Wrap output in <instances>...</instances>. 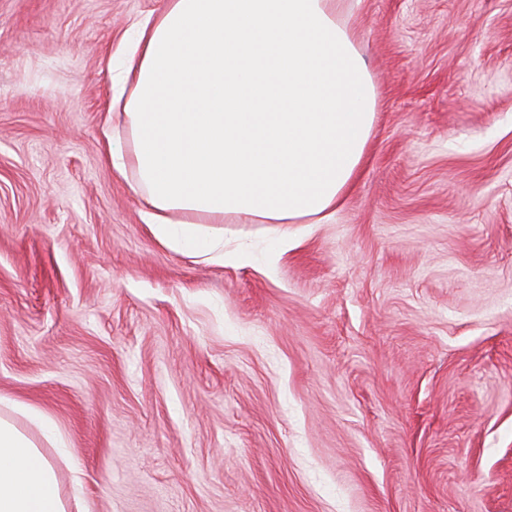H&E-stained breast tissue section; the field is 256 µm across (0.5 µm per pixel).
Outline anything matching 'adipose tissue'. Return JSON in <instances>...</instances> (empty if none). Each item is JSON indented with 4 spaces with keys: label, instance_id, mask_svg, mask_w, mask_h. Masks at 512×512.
Instances as JSON below:
<instances>
[{
    "label": "adipose tissue",
    "instance_id": "ef3b65f1",
    "mask_svg": "<svg viewBox=\"0 0 512 512\" xmlns=\"http://www.w3.org/2000/svg\"><path fill=\"white\" fill-rule=\"evenodd\" d=\"M343 0H167L137 27L110 83L128 150L151 205L153 234L218 264L208 224H318L340 208L375 120V89ZM0 512H67L55 468L13 421L59 440L41 411L0 396Z\"/></svg>",
    "mask_w": 512,
    "mask_h": 512
}]
</instances>
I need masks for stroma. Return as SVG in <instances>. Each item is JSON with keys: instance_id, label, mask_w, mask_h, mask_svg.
Segmentation results:
<instances>
[{"instance_id": "1", "label": "stroma", "mask_w": 512, "mask_h": 512, "mask_svg": "<svg viewBox=\"0 0 512 512\" xmlns=\"http://www.w3.org/2000/svg\"><path fill=\"white\" fill-rule=\"evenodd\" d=\"M163 6L0 0V395L65 435L63 499L512 512V0H360V171L329 223L224 225L248 266L156 239L105 160Z\"/></svg>"}]
</instances>
